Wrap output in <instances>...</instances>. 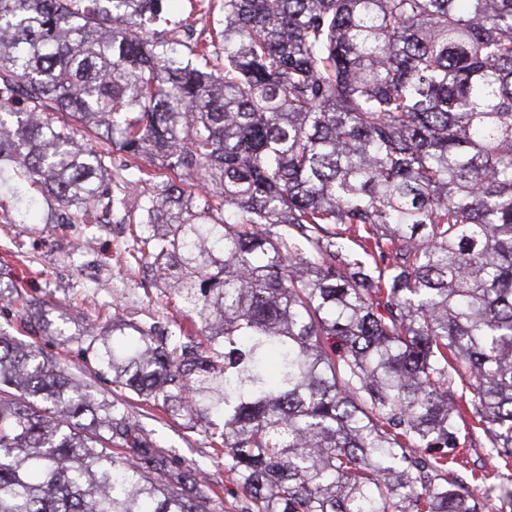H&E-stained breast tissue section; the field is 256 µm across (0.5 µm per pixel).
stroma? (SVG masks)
<instances>
[{
    "label": "stroma",
    "mask_w": 512,
    "mask_h": 512,
    "mask_svg": "<svg viewBox=\"0 0 512 512\" xmlns=\"http://www.w3.org/2000/svg\"><path fill=\"white\" fill-rule=\"evenodd\" d=\"M36 224L0 223V282L15 294L0 296V331L36 341L43 355L64 365L100 398L125 404L131 418L152 443L181 466L201 469L208 482L220 484L224 512H240L244 496L224 473L210 439L181 412L142 402L113 381L84 353L79 328L93 324H157L160 333L175 331L182 316L173 297L151 268L136 259L138 225L113 215L105 224H53L51 208L41 205ZM44 302L47 319L66 317V333L26 330L24 300Z\"/></svg>",
    "instance_id": "stroma-1"
}]
</instances>
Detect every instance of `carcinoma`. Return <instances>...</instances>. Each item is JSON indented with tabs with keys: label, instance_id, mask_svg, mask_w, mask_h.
<instances>
[{
	"label": "carcinoma",
	"instance_id": "carcinoma-1",
	"mask_svg": "<svg viewBox=\"0 0 512 512\" xmlns=\"http://www.w3.org/2000/svg\"><path fill=\"white\" fill-rule=\"evenodd\" d=\"M221 2L190 60L161 0H0V194L141 226L198 341L84 354L223 420L243 512H482L448 463L481 430L512 469V0ZM216 496L0 332V512Z\"/></svg>",
	"mask_w": 512,
	"mask_h": 512
}]
</instances>
